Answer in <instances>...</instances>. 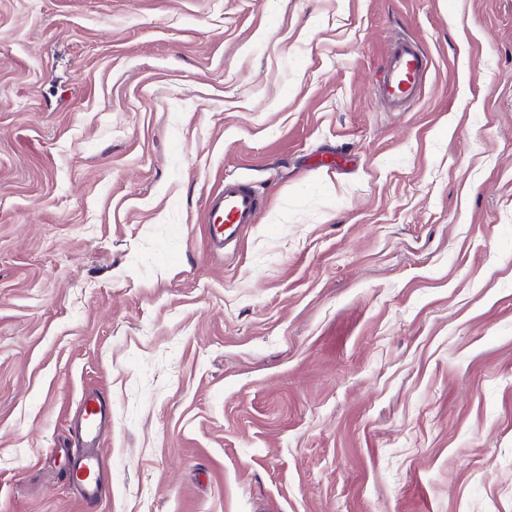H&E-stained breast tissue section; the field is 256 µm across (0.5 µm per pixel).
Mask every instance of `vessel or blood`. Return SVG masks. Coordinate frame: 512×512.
<instances>
[{
  "label": "vessel or blood",
  "instance_id": "obj_1",
  "mask_svg": "<svg viewBox=\"0 0 512 512\" xmlns=\"http://www.w3.org/2000/svg\"><path fill=\"white\" fill-rule=\"evenodd\" d=\"M427 66L426 57L414 41L399 38L393 42L377 86L378 94L388 108H405L419 97ZM258 207V198L245 183L226 180L223 189L206 201L207 237L215 250H224L230 243L238 241L245 227L253 223ZM85 413L92 416L93 422L83 425L80 434L88 442H98L107 416L102 399L90 397ZM82 468L89 473L88 478L81 481L83 496L88 500L96 499L100 493L97 456H85Z\"/></svg>",
  "mask_w": 512,
  "mask_h": 512
}]
</instances>
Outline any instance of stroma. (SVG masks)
Returning <instances> with one entry per match:
<instances>
[{
    "label": "stroma",
    "mask_w": 512,
    "mask_h": 512,
    "mask_svg": "<svg viewBox=\"0 0 512 512\" xmlns=\"http://www.w3.org/2000/svg\"><path fill=\"white\" fill-rule=\"evenodd\" d=\"M0 512H512V0H0ZM428 61L418 45L407 38H397L386 57L377 91L390 109H403L421 93ZM259 200L243 182L225 180L224 188L206 201V230L210 244L217 251L237 242L245 227L253 224ZM84 413L86 416H93V423L89 425L83 423L80 434L88 442L96 443L103 435V422L107 416V410L102 399L98 395L90 397L87 400ZM85 471L91 472V477L83 478ZM75 479L83 486V496L86 500L98 498L100 493V472L97 455H87L83 465L75 472Z\"/></svg>",
    "instance_id": "stroma-1"
}]
</instances>
